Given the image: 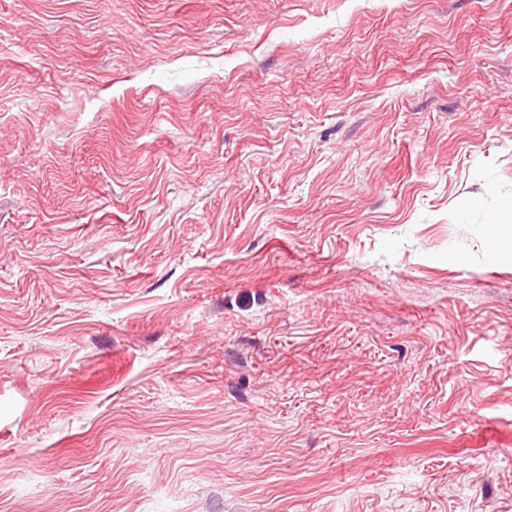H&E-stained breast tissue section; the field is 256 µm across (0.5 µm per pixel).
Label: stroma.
I'll use <instances>...</instances> for the list:
<instances>
[{"mask_svg":"<svg viewBox=\"0 0 512 512\" xmlns=\"http://www.w3.org/2000/svg\"><path fill=\"white\" fill-rule=\"evenodd\" d=\"M0 512H512V0H0Z\"/></svg>","mask_w":512,"mask_h":512,"instance_id":"stroma-1","label":"stroma"}]
</instances>
